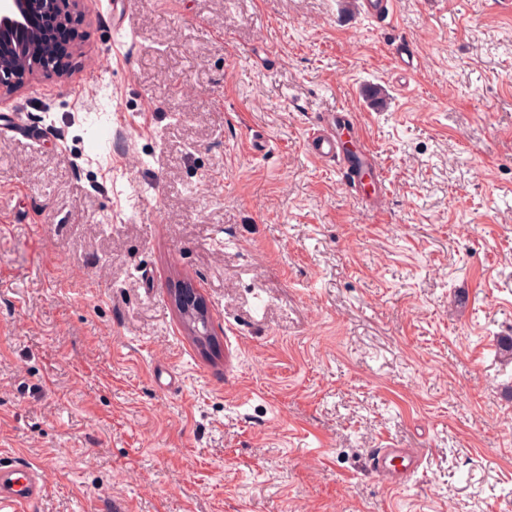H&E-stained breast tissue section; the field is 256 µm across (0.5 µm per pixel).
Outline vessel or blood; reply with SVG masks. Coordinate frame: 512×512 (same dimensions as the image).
I'll use <instances>...</instances> for the list:
<instances>
[{
    "instance_id": "b4317fda",
    "label": "vessel or blood",
    "mask_w": 512,
    "mask_h": 512,
    "mask_svg": "<svg viewBox=\"0 0 512 512\" xmlns=\"http://www.w3.org/2000/svg\"><path fill=\"white\" fill-rule=\"evenodd\" d=\"M393 54L401 76H411L418 67L412 46L405 41L393 45ZM343 127L335 116L325 115L310 127L307 135L309 154L319 161H332L343 170L351 189H358L361 173L371 162L367 148L350 152L342 133ZM422 458L414 448H378L369 460L372 472L390 486L402 485L421 466ZM45 486L31 464L0 458V512H30L40 499Z\"/></svg>"
}]
</instances>
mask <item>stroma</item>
<instances>
[{"label":"stroma","instance_id":"1","mask_svg":"<svg viewBox=\"0 0 512 512\" xmlns=\"http://www.w3.org/2000/svg\"><path fill=\"white\" fill-rule=\"evenodd\" d=\"M394 10L129 0L117 31L80 0L0 103V455L33 512H512V0ZM338 110L377 202L307 153ZM385 447L421 451L397 489ZM393 54L397 69L402 77L411 76L418 67V59L412 46L405 41L393 44ZM174 301L182 316L186 319L185 327L190 336H196L192 323L207 322V307L202 298H198L196 292L189 284H182L174 289ZM45 486L30 463L0 458V511L29 512Z\"/></svg>","mask_w":512,"mask_h":512}]
</instances>
